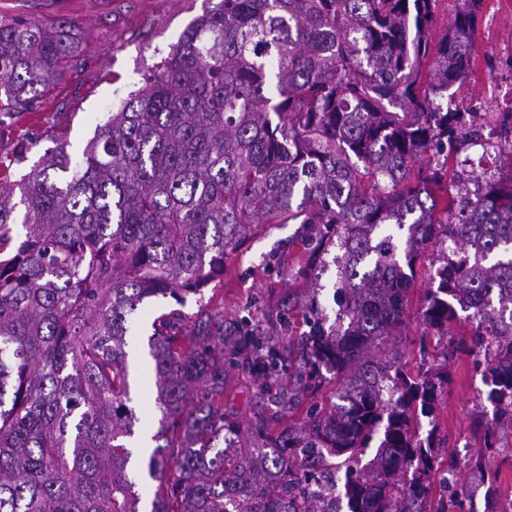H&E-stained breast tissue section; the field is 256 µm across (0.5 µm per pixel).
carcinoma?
I'll use <instances>...</instances> for the list:
<instances>
[{"label":"carcinoma","instance_id":"carcinoma-1","mask_svg":"<svg viewBox=\"0 0 512 512\" xmlns=\"http://www.w3.org/2000/svg\"><path fill=\"white\" fill-rule=\"evenodd\" d=\"M437 3L218 0L80 156L60 145L0 178V512H143L130 318L152 297L203 302L228 253L269 224L310 225L314 261L340 251L339 321L316 316L298 340L311 375L337 378L336 401L259 425L230 456L217 447L237 429L224 417L223 316L205 311L190 331L177 309L156 317L150 512H326L328 493L348 512H426L441 463L418 416L433 415L441 382L372 352L406 321L418 258L447 241L422 322L441 338L470 311L472 349L499 341L482 379L512 421V179L445 182L495 119L449 92L474 74L481 0L441 29ZM83 40L74 21L1 20L0 111L30 109ZM248 340L247 362L278 375L286 347ZM339 456L343 485L317 487Z\"/></svg>","mask_w":512,"mask_h":512}]
</instances>
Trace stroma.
Wrapping results in <instances>:
<instances>
[{
    "mask_svg": "<svg viewBox=\"0 0 512 512\" xmlns=\"http://www.w3.org/2000/svg\"><path fill=\"white\" fill-rule=\"evenodd\" d=\"M215 0H0V18L31 19L50 26L78 21L84 31L76 63L59 78L54 90L36 101L33 109L0 113V159L25 150L26 159L13 165V176L30 170L57 142L71 155L81 154L112 110L145 84V79L168 56L186 27L203 15ZM475 79L461 95L477 111H489L498 85L512 79V0H483L473 44ZM299 224H272L252 235L224 262L223 278L205 290L212 308L224 316V338L235 341L243 333L273 344L305 335L310 326L303 310L317 303L327 316L338 307L333 294L336 268L313 271L310 245ZM437 253L429 250L416 263V290L409 304L403 335L390 337L379 352L381 360L397 359L401 369L445 368L448 382L435 418H422L423 430H436L440 447L452 460L448 481L434 479L433 501H450L456 487L471 496L473 512H512V423L495 418L488 388L476 356L450 339L425 335L421 319L422 289L437 267ZM169 298L154 297L140 306L127 338L131 393L129 406L139 426L157 428L160 413L153 395V373L147 341L151 323L174 308ZM336 380L322 372L309 381L299 352H292L279 375L260 384L246 363L224 366V413L240 426L233 448L250 445L248 428L259 420L282 423L301 418L307 407L334 399ZM494 436L485 447L484 431ZM484 454L494 484L484 483L470 466Z\"/></svg>",
    "mask_w": 512,
    "mask_h": 512,
    "instance_id": "obj_1",
    "label": "stroma"
}]
</instances>
